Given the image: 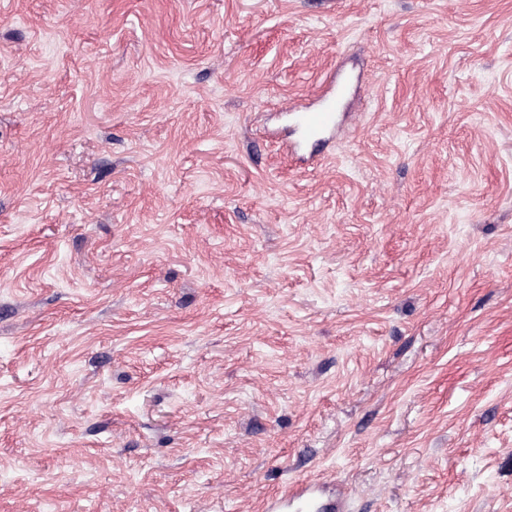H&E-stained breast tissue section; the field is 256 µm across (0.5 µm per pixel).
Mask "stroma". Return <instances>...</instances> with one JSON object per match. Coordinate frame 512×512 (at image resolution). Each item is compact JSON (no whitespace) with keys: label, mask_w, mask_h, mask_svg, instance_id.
Masks as SVG:
<instances>
[{"label":"stroma","mask_w":512,"mask_h":512,"mask_svg":"<svg viewBox=\"0 0 512 512\" xmlns=\"http://www.w3.org/2000/svg\"><path fill=\"white\" fill-rule=\"evenodd\" d=\"M298 479L512 512V0H0V512ZM347 94V86L334 76L327 88H322L308 105L291 106L287 115L290 119L293 138L283 143V148L291 155H308L314 158L336 131V100ZM310 149V152H308Z\"/></svg>","instance_id":"obj_1"}]
</instances>
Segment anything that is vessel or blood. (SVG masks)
Returning a JSON list of instances; mask_svg holds the SVG:
<instances>
[{
	"label": "vessel or blood",
	"mask_w": 512,
	"mask_h": 512,
	"mask_svg": "<svg viewBox=\"0 0 512 512\" xmlns=\"http://www.w3.org/2000/svg\"><path fill=\"white\" fill-rule=\"evenodd\" d=\"M346 92L345 83L336 78L327 88L320 90L312 103L289 107L287 115L293 137L283 144L288 154L302 156L315 153L329 142L336 130V100ZM342 509L341 499L320 501L315 485L307 481L290 483L262 503V512H342Z\"/></svg>",
	"instance_id": "b4317fda"
}]
</instances>
